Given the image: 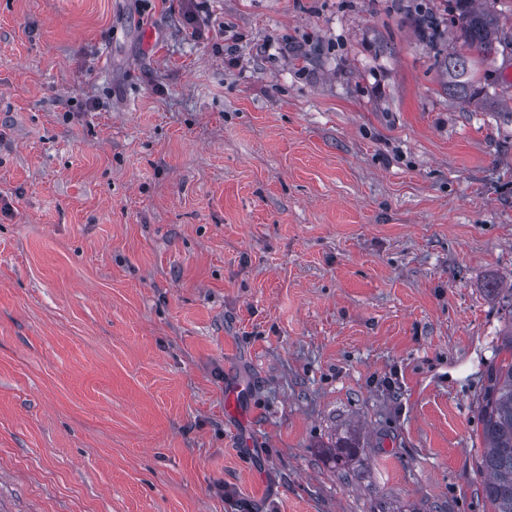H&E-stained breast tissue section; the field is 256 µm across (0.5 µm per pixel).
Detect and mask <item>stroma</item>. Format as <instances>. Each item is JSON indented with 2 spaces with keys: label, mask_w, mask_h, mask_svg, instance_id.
<instances>
[{
  "label": "stroma",
  "mask_w": 512,
  "mask_h": 512,
  "mask_svg": "<svg viewBox=\"0 0 512 512\" xmlns=\"http://www.w3.org/2000/svg\"><path fill=\"white\" fill-rule=\"evenodd\" d=\"M459 48L445 0H0V512H491L512 52L466 106ZM326 448H328V452L336 463L337 468L342 470L350 458L356 454V448H360V446L354 436H347L336 440Z\"/></svg>",
  "instance_id": "obj_1"
}]
</instances>
